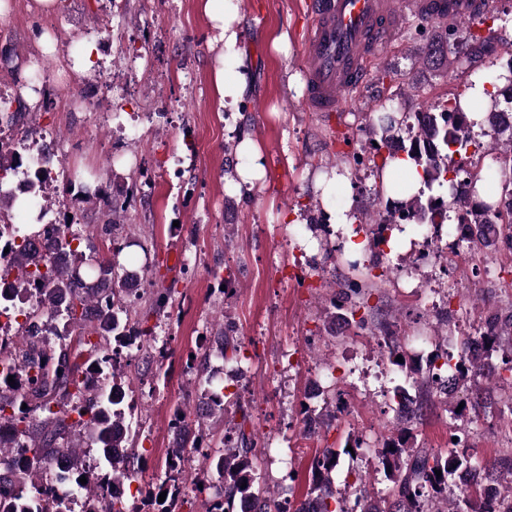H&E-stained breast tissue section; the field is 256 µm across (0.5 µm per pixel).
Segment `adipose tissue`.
I'll use <instances>...</instances> for the list:
<instances>
[{
	"label": "adipose tissue",
	"instance_id": "1",
	"mask_svg": "<svg viewBox=\"0 0 512 512\" xmlns=\"http://www.w3.org/2000/svg\"><path fill=\"white\" fill-rule=\"evenodd\" d=\"M203 14L212 22L216 39L226 48L218 57L213 70L212 88L216 105L225 100H244L249 87V66L244 50L238 49V33L233 26L234 17L225 0H200Z\"/></svg>",
	"mask_w": 512,
	"mask_h": 512
}]
</instances>
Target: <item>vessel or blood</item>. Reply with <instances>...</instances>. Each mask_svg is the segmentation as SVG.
Instances as JSON below:
<instances>
[{
    "label": "vessel or blood",
    "mask_w": 512,
    "mask_h": 512,
    "mask_svg": "<svg viewBox=\"0 0 512 512\" xmlns=\"http://www.w3.org/2000/svg\"><path fill=\"white\" fill-rule=\"evenodd\" d=\"M481 7L480 0H308L309 110L341 111L344 96L369 84L370 64L389 42L401 13L473 17Z\"/></svg>",
    "instance_id": "vessel-or-blood-1"
}]
</instances>
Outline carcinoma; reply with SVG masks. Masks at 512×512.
I'll return each mask as SVG.
<instances>
[{"label":"carcinoma","mask_w":512,"mask_h":512,"mask_svg":"<svg viewBox=\"0 0 512 512\" xmlns=\"http://www.w3.org/2000/svg\"><path fill=\"white\" fill-rule=\"evenodd\" d=\"M441 29L423 44L424 60L431 65L444 63L461 31L454 16L442 22ZM465 47L464 56L454 55L451 64H472L476 56L494 51L490 39L475 30L469 31ZM497 56L505 59L500 70L478 78L486 100L481 119L469 118L457 95L430 105L419 128V137L435 142L430 149L406 136L411 130L409 116L398 107L368 119L367 147L353 153L350 160L359 166L378 157L384 162L401 159L415 168L426 189L400 198L380 187L376 196L386 204L371 211L359 210L364 223L358 224L357 230L368 236L367 249L375 261L362 268L357 261L351 263L358 277L337 282L339 291L332 307L339 313H330L331 321L340 318L364 326L365 318H356L360 300L377 287L372 274L378 267L376 258L384 255L381 246L389 243L393 233L404 232L399 226L403 218L412 224L438 227L452 212L457 223L471 228V236L456 241L455 246L464 244L473 250L501 241L512 249V130L502 122V115L512 112V43L502 45ZM474 127L493 133V142L484 152L472 136ZM488 152L495 154V163L486 168L482 160ZM19 166L16 153L0 145V182ZM495 179L501 183L500 193L486 192V184ZM435 185L447 188V195L431 193ZM33 233L51 236L48 248L72 253L74 263L68 273L42 288L44 257L29 247V238L4 244L9 249L10 266L20 271L12 285L15 294L24 295L37 287L40 303L62 324V332L50 341L29 334L22 324L11 337V349L0 355V460H12V469L0 472V481L9 482L16 492L6 512H45L38 495L41 466L26 457L29 450L43 461L65 454L67 478L81 485L89 512H113L112 503L100 496L97 485L91 481L82 485L80 479L86 448L98 450L100 459L112 470L114 482L129 479L135 461L141 460L130 443L132 413L125 403L123 373L112 364L114 348L128 347L135 338L142 343L156 341L145 321L131 320L121 303L137 268L118 262L123 246L111 248L107 256L95 245L93 236L76 224H42ZM379 338L391 362L415 389L414 408L399 416L397 437L375 449L378 470L391 483L388 494L370 496L358 473L337 485L334 474L339 453L325 448L311 460L312 479L299 512H354L348 506L351 499L360 512H512V448L491 461L475 458L468 452L469 430L457 424L462 412L456 411L454 404V394L471 382L470 403L475 413L499 403L500 414L512 415V394L494 401L492 389L480 384L493 376L492 359L503 350L509 351L504 363L512 372V309L487 316L475 336L464 340L456 353L437 349L424 368L396 361L401 345L388 323L379 324ZM209 351L222 358L230 353L239 363L243 359L241 342L227 325L211 332ZM10 376L15 383L8 382ZM437 397L451 413L448 430L457 438L446 453L415 447L405 427ZM235 405L241 412L236 436L223 437L218 443L192 428L203 420L197 408L186 405L177 409L168 460L178 462L188 448L205 446L203 456L209 461L211 477L200 481L202 487H194L199 495L207 496L205 512H239L248 499L258 501L259 512H279L277 495L265 487L255 453V434L247 430L250 415L240 402ZM84 413L89 415L86 420ZM303 413L307 435L325 422L326 414L314 408L307 406ZM437 470L441 475L435 474Z\"/></svg>","instance_id":"carcinoma-1"}]
</instances>
